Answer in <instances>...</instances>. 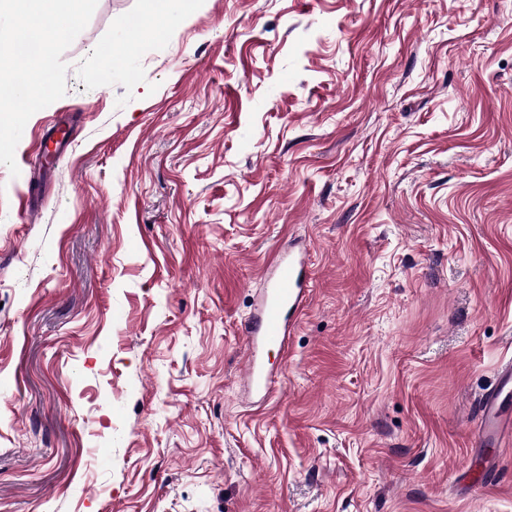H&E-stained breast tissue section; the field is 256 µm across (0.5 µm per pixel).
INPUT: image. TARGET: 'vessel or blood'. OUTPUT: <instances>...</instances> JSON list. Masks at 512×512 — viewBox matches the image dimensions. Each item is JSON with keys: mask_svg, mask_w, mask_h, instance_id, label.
<instances>
[{"mask_svg": "<svg viewBox=\"0 0 512 512\" xmlns=\"http://www.w3.org/2000/svg\"><path fill=\"white\" fill-rule=\"evenodd\" d=\"M267 288L254 316L244 324V334L249 345L245 371L257 388L269 389L271 381L260 361L261 349L272 346L287 351L290 338L291 316L304 304L308 290L302 260L274 253L268 260ZM512 409V366H505L494 391L488 394L481 406L478 443L489 448L500 445V438L507 423V412ZM497 470L487 465L479 477L468 472H454L453 477L466 488L469 495H476L497 482Z\"/></svg>", "mask_w": 512, "mask_h": 512, "instance_id": "b4317fda", "label": "vessel or blood"}]
</instances>
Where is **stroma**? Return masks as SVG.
Listing matches in <instances>:
<instances>
[{"label": "stroma", "instance_id": "obj_1", "mask_svg": "<svg viewBox=\"0 0 512 512\" xmlns=\"http://www.w3.org/2000/svg\"><path fill=\"white\" fill-rule=\"evenodd\" d=\"M64 11L0 111V512H512V456L451 477L512 360V0ZM267 263V288L256 315L244 324L249 345L245 371L254 385L265 391H268L271 381L260 361L259 352L272 346L287 354L291 315L303 306L309 292L302 259L275 252ZM455 471L452 473L453 479H457L458 483L461 484L464 488L467 489V492L471 496H475L479 491L483 488H488L497 483L496 475L498 470L494 466V461L488 463L486 469L478 478H473L470 474H468L467 470Z\"/></svg>", "mask_w": 512, "mask_h": 512}]
</instances>
